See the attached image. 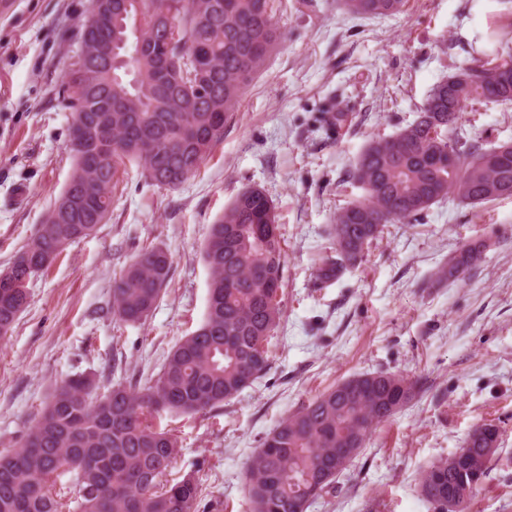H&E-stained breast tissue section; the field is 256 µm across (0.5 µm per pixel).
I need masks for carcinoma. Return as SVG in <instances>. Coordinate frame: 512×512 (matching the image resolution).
Segmentation results:
<instances>
[{"instance_id": "obj_1", "label": "carcinoma", "mask_w": 512, "mask_h": 512, "mask_svg": "<svg viewBox=\"0 0 512 512\" xmlns=\"http://www.w3.org/2000/svg\"><path fill=\"white\" fill-rule=\"evenodd\" d=\"M112 2L91 0L90 8H103L95 34L112 52L88 66L79 49L67 67L73 171L31 241L0 272V338L27 304L32 277L105 223L120 167L134 162L158 186L196 174L282 37L272 0H122L118 13ZM404 2L342 0L358 17L388 16ZM185 48L203 51L198 66L185 76L179 67L160 76L162 57ZM483 103L512 110V47L499 39L439 82L413 123L366 145L345 180L365 195L336 213L320 279L360 261L385 225L414 220L436 202L512 196V158L502 159V146L486 149L463 133L462 113ZM284 246L266 192L243 189L209 230V299L200 327L175 344L142 387L121 375L102 388L84 374L57 385L20 448L0 453V512H196L201 480L168 479L178 437L157 420L219 406L267 372L281 316ZM486 248L482 239L463 244L440 278L464 281ZM171 266L167 251L143 247L113 281L112 318L145 319ZM417 391L418 382L380 371L301 405L267 434L246 469L250 512H306L335 487L344 472L336 466L350 464L375 427ZM500 443L499 428L480 423L462 448L424 471L421 494L434 512H464Z\"/></svg>"}]
</instances>
